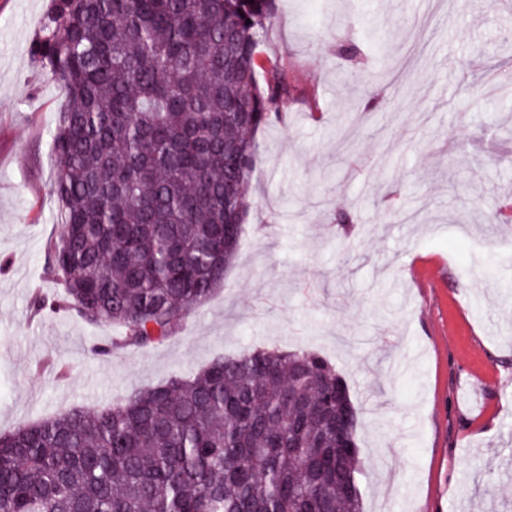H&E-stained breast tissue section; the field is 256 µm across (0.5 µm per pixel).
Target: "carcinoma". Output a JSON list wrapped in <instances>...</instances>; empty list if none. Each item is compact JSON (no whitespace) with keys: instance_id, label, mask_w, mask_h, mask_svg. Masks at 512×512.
<instances>
[{"instance_id":"cac0c4a2","label":"carcinoma","mask_w":512,"mask_h":512,"mask_svg":"<svg viewBox=\"0 0 512 512\" xmlns=\"http://www.w3.org/2000/svg\"><path fill=\"white\" fill-rule=\"evenodd\" d=\"M273 0H54L36 45L65 90L51 150L62 204L40 314L111 323L108 354L176 335L224 284L250 207L254 135L288 72L258 80ZM251 23H246V20ZM321 354L254 347L0 434V512H362L358 417ZM344 482L321 498L315 460Z\"/></svg>"}]
</instances>
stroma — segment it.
Instances as JSON below:
<instances>
[{
	"mask_svg": "<svg viewBox=\"0 0 512 512\" xmlns=\"http://www.w3.org/2000/svg\"><path fill=\"white\" fill-rule=\"evenodd\" d=\"M51 0H0V433L94 409L249 346L319 351L360 412L363 512H512V72L503 0H276L259 51L286 121L259 131L224 287L165 342L35 313L61 206ZM355 230L337 246L336 216Z\"/></svg>",
	"mask_w": 512,
	"mask_h": 512,
	"instance_id": "1",
	"label": "stroma"
}]
</instances>
